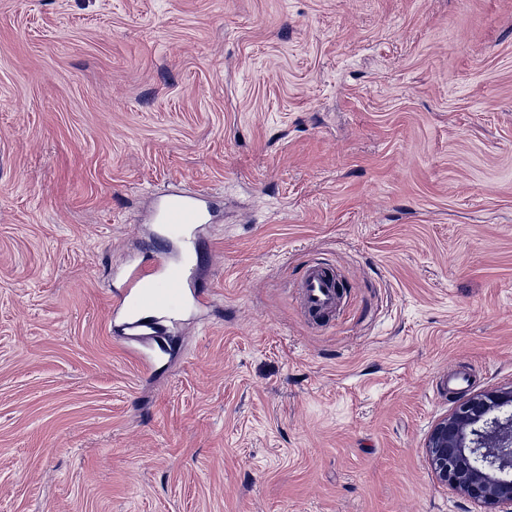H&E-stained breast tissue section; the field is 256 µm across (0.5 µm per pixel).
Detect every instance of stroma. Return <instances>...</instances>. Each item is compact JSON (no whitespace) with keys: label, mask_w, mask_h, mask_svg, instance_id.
Masks as SVG:
<instances>
[{"label":"stroma","mask_w":512,"mask_h":512,"mask_svg":"<svg viewBox=\"0 0 512 512\" xmlns=\"http://www.w3.org/2000/svg\"><path fill=\"white\" fill-rule=\"evenodd\" d=\"M176 188L147 372L114 292ZM510 385L512 0H0V512H474L425 443ZM200 197L174 190L164 195L157 203L156 218L159 224H165L168 240L184 242L188 247L193 240L188 237L196 224L207 220V207ZM297 291L303 311L313 320L323 319L336 311L339 295L334 270L325 263L308 265Z\"/></svg>","instance_id":"35a3bbf8"}]
</instances>
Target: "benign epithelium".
Here are the masks:
<instances>
[{
  "label": "benign epithelium",
  "instance_id": "7a95c632",
  "mask_svg": "<svg viewBox=\"0 0 512 512\" xmlns=\"http://www.w3.org/2000/svg\"><path fill=\"white\" fill-rule=\"evenodd\" d=\"M425 454L436 479L478 512H512V386L456 401Z\"/></svg>",
  "mask_w": 512,
  "mask_h": 512
}]
</instances>
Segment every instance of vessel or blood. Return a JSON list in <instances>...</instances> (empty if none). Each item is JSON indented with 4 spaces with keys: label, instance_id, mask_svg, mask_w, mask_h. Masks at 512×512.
<instances>
[{
    "label": "vessel or blood",
    "instance_id": "1",
    "mask_svg": "<svg viewBox=\"0 0 512 512\" xmlns=\"http://www.w3.org/2000/svg\"><path fill=\"white\" fill-rule=\"evenodd\" d=\"M156 218L164 224L167 239L188 242V234L207 219L200 197L174 190L157 203ZM189 282L182 265L157 259L152 267L135 265L128 273V285L116 293L114 312L122 321V333L159 345L170 325L185 306ZM297 291L302 308L310 318L323 319L335 312L339 301L336 276L324 263L308 265Z\"/></svg>",
    "mask_w": 512,
    "mask_h": 512
}]
</instances>
